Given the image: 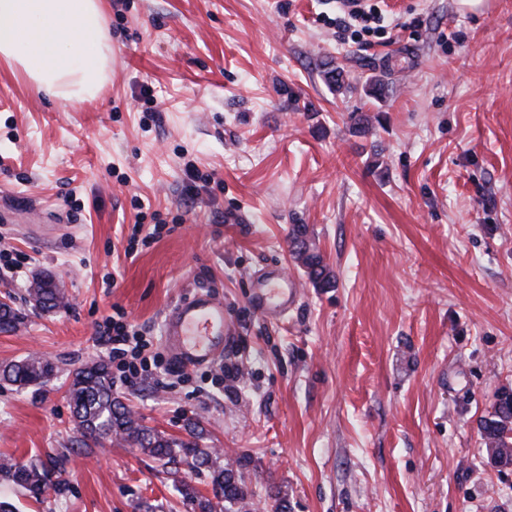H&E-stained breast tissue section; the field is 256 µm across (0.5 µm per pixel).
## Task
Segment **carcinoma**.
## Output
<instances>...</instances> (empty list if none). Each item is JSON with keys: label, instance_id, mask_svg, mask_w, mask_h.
Returning a JSON list of instances; mask_svg holds the SVG:
<instances>
[{"label": "carcinoma", "instance_id": "cac0c4a2", "mask_svg": "<svg viewBox=\"0 0 512 512\" xmlns=\"http://www.w3.org/2000/svg\"><path fill=\"white\" fill-rule=\"evenodd\" d=\"M292 254L316 288L333 286V275L323 256L307 238V227L294 224L291 229ZM37 295L42 298L39 310L49 312L65 306V294L56 287L53 278L37 276ZM21 317L11 304L0 306V332L17 328ZM55 365L46 358L30 355L18 362L0 367V381L20 388L43 385L55 374ZM72 417L77 431L87 442L101 444L118 439L138 448L143 454L162 462L168 473L178 476L181 466L203 475L211 486L209 498L186 480H179L178 491L192 501L198 512H213L212 498L224 501V512H248V492L242 476L244 461L236 464L224 461L219 448L202 447L198 436L182 439L165 435L144 424L119 396L112 371L103 361L86 364L72 372L68 386ZM480 432L491 460L500 467L512 466V388L501 389L493 410L480 422ZM66 456L53 460V466L43 463H21L10 457L0 458V476L18 488L24 496L39 500L48 491L57 495L66 486L53 479L54 469Z\"/></svg>", "mask_w": 512, "mask_h": 512}]
</instances>
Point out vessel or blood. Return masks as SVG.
I'll list each match as a JSON object with an SVG mask.
<instances>
[{
    "instance_id": "vessel-or-blood-1",
    "label": "vessel or blood",
    "mask_w": 512,
    "mask_h": 512,
    "mask_svg": "<svg viewBox=\"0 0 512 512\" xmlns=\"http://www.w3.org/2000/svg\"><path fill=\"white\" fill-rule=\"evenodd\" d=\"M297 296V288L287 277L267 274L257 280L251 305L263 316L273 317L287 313ZM227 328L221 298L199 293L174 304L164 324L165 342L174 364L188 368L222 361Z\"/></svg>"
}]
</instances>
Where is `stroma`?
Masks as SVG:
<instances>
[{
  "instance_id": "stroma-1",
  "label": "stroma",
  "mask_w": 512,
  "mask_h": 512,
  "mask_svg": "<svg viewBox=\"0 0 512 512\" xmlns=\"http://www.w3.org/2000/svg\"><path fill=\"white\" fill-rule=\"evenodd\" d=\"M106 5L112 62L92 100L46 98L0 61V297L23 316L0 365L56 366L41 386L0 382V457L68 456L65 495L0 479V499L194 512L139 449L81 445L67 389L74 368L112 360L103 315L123 310L162 355L169 308L205 289L224 300L237 381L154 368L116 389L147 425L198 424L245 458L257 512L279 493L288 512H512V467L480 433L512 388V0H382L385 31L361 39L334 0ZM295 224L333 287L295 262ZM272 267L299 290L278 319L250 303ZM41 274L66 307L26 303Z\"/></svg>"
}]
</instances>
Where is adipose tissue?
Here are the masks:
<instances>
[{"mask_svg": "<svg viewBox=\"0 0 512 512\" xmlns=\"http://www.w3.org/2000/svg\"><path fill=\"white\" fill-rule=\"evenodd\" d=\"M105 15V0H0V60L46 95L84 101L106 77Z\"/></svg>", "mask_w": 512, "mask_h": 512, "instance_id": "adipose-tissue-1", "label": "adipose tissue"}]
</instances>
